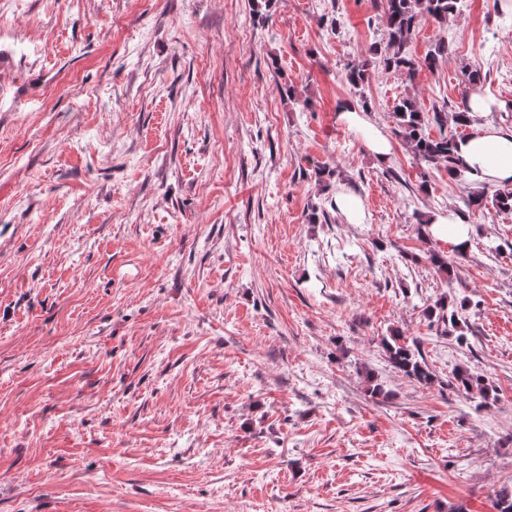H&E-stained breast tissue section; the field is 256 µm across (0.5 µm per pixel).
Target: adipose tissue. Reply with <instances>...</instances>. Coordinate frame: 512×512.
Masks as SVG:
<instances>
[{
	"mask_svg": "<svg viewBox=\"0 0 512 512\" xmlns=\"http://www.w3.org/2000/svg\"><path fill=\"white\" fill-rule=\"evenodd\" d=\"M487 102L470 106V119L474 134L460 139L457 152L483 182L512 187V129L486 123Z\"/></svg>",
	"mask_w": 512,
	"mask_h": 512,
	"instance_id": "obj_1",
	"label": "adipose tissue"
}]
</instances>
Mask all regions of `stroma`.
Instances as JSON below:
<instances>
[{
    "instance_id": "1",
    "label": "stroma",
    "mask_w": 512,
    "mask_h": 512,
    "mask_svg": "<svg viewBox=\"0 0 512 512\" xmlns=\"http://www.w3.org/2000/svg\"><path fill=\"white\" fill-rule=\"evenodd\" d=\"M382 13L0 0V512H495L512 489V213L472 217L461 257L423 240L462 184L421 171L393 107L454 111L477 68L500 105L487 122L512 128V15L460 0L421 23L413 54L449 53L409 81L379 64ZM357 62L385 163L338 118ZM444 295L470 299L463 333L426 317ZM393 329L431 385L391 366ZM459 366L491 407L451 387Z\"/></svg>"
}]
</instances>
